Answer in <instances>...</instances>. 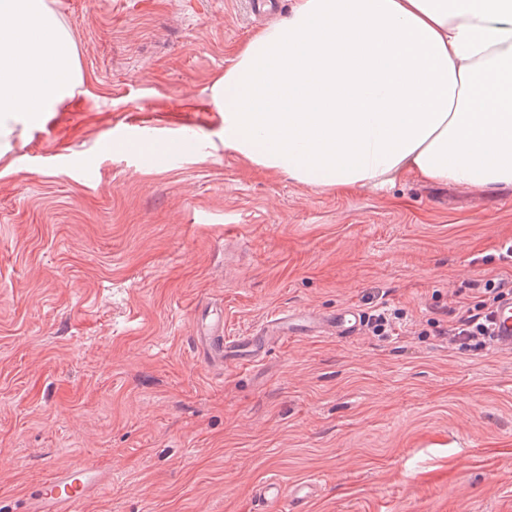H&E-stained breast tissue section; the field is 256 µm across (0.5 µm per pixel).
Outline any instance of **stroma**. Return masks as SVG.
<instances>
[{"instance_id":"1","label":"stroma","mask_w":512,"mask_h":512,"mask_svg":"<svg viewBox=\"0 0 512 512\" xmlns=\"http://www.w3.org/2000/svg\"><path fill=\"white\" fill-rule=\"evenodd\" d=\"M48 3L82 81L0 156V512L59 467L107 472L83 512H251L268 477L320 479L309 512H512V351L428 324L512 277V188L326 192L225 149L211 87L292 0ZM174 141L167 166L144 151ZM200 306L228 336L280 309L403 318L221 368ZM400 316L401 314L398 311L391 312L389 310L374 309L367 316L366 323L375 335L384 336L394 332L396 327L400 328Z\"/></svg>"}]
</instances>
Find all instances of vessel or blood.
<instances>
[{
  "instance_id": "vessel-or-blood-1",
  "label": "vessel or blood",
  "mask_w": 512,
  "mask_h": 512,
  "mask_svg": "<svg viewBox=\"0 0 512 512\" xmlns=\"http://www.w3.org/2000/svg\"><path fill=\"white\" fill-rule=\"evenodd\" d=\"M362 320L361 312L352 308L332 314L286 309L272 313L251 335L230 337L224 333L221 316L206 317L199 313L194 318L192 344L198 357L210 365L228 361L256 363L272 345L291 337L356 336ZM491 332L494 348L512 350V299L502 301L496 308ZM105 481L106 476L99 469L75 467L53 471L31 495L27 512H81ZM317 492L318 483L313 479L290 485L268 479L255 486L253 500L260 512H304Z\"/></svg>"
}]
</instances>
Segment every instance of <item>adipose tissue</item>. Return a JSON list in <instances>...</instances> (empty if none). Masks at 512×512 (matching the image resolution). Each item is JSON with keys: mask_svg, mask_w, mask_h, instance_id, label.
Instances as JSON below:
<instances>
[{"mask_svg": "<svg viewBox=\"0 0 512 512\" xmlns=\"http://www.w3.org/2000/svg\"><path fill=\"white\" fill-rule=\"evenodd\" d=\"M80 81L47 0H0V151ZM212 91L225 149L305 185L512 187V0H294Z\"/></svg>", "mask_w": 512, "mask_h": 512, "instance_id": "obj_1", "label": "adipose tissue"}]
</instances>
